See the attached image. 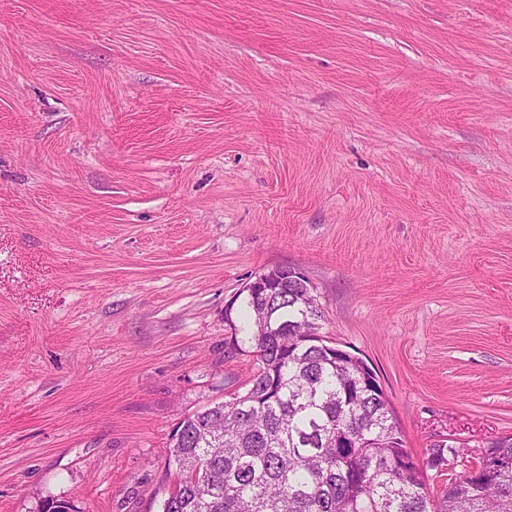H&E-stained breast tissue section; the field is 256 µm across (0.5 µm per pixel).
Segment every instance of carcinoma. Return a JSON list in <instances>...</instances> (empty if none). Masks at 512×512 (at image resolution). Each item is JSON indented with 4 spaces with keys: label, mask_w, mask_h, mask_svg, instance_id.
Returning a JSON list of instances; mask_svg holds the SVG:
<instances>
[{
    "label": "carcinoma",
    "mask_w": 512,
    "mask_h": 512,
    "mask_svg": "<svg viewBox=\"0 0 512 512\" xmlns=\"http://www.w3.org/2000/svg\"><path fill=\"white\" fill-rule=\"evenodd\" d=\"M296 282L245 295L255 370L229 400L186 417L159 512H512V435L473 463L480 473L448 477L435 460L463 448L436 446L417 464L384 391L362 380L370 365L317 343L323 314Z\"/></svg>",
    "instance_id": "cac0c4a2"
}]
</instances>
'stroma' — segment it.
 <instances>
[{
	"mask_svg": "<svg viewBox=\"0 0 512 512\" xmlns=\"http://www.w3.org/2000/svg\"><path fill=\"white\" fill-rule=\"evenodd\" d=\"M275 265L418 461L512 434V0H0V512H158Z\"/></svg>",
	"mask_w": 512,
	"mask_h": 512,
	"instance_id": "35a3bbf8",
	"label": "stroma"
}]
</instances>
